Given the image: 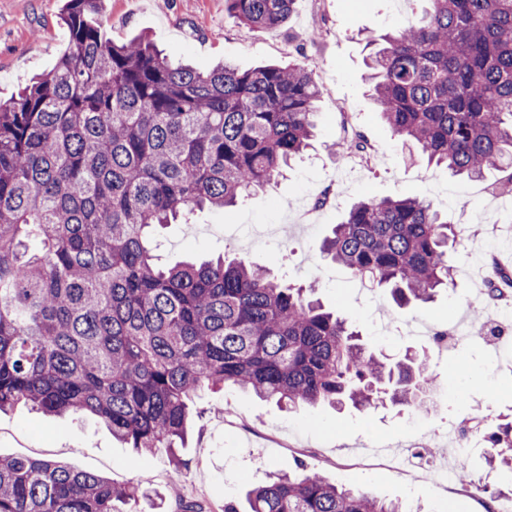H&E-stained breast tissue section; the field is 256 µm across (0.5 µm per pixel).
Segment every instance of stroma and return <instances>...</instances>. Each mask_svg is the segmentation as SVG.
I'll list each match as a JSON object with an SVG mask.
<instances>
[{
	"label": "stroma",
	"instance_id": "1",
	"mask_svg": "<svg viewBox=\"0 0 512 512\" xmlns=\"http://www.w3.org/2000/svg\"><path fill=\"white\" fill-rule=\"evenodd\" d=\"M65 3L0 0L1 100L51 71L68 50ZM425 7L424 0H297L286 26L254 32L226 12L224 0H103L98 20L109 41L144 34L169 57L202 70L220 61L241 71L300 63L324 89L317 138L303 159L238 206L204 211L193 225L159 229L163 263L243 252L284 283L318 279L325 306L357 322L371 347L393 356L409 347L423 351L429 372L449 390H456L461 376L473 377L468 397L434 399L425 412L389 407L341 416L321 405L288 412L231 385L205 389L194 400L179 469L168 449L138 455L125 448L95 416L55 419L21 405L0 413L1 457L59 461L117 484L143 475L153 490L166 494V512H177L183 501L216 512L228 499L246 512L248 487L263 483L269 472L295 471L301 461L337 485L381 498L400 496L423 512H486L482 500L431 488L424 473L359 463L365 449L391 440L436 448L442 462L456 427L489 413L512 414V345L491 350L473 342L445 352L429 347L424 337L398 333L405 320L442 327L471 317L476 305L499 319L502 305L487 299V267L493 258L512 266V205L497 191L498 172L474 181L428 165L417 145L396 138L379 119L369 96L365 34L390 31ZM355 137L363 140L370 162L353 163L330 148ZM395 196L427 199L467 230L455 255L453 286L428 304L396 311L383 289L359 287L320 253L332 224L355 201Z\"/></svg>",
	"mask_w": 512,
	"mask_h": 512
}]
</instances>
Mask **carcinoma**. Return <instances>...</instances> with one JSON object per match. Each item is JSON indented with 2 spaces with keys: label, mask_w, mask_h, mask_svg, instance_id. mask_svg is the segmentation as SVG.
<instances>
[{
  "label": "carcinoma",
  "mask_w": 512,
  "mask_h": 512,
  "mask_svg": "<svg viewBox=\"0 0 512 512\" xmlns=\"http://www.w3.org/2000/svg\"><path fill=\"white\" fill-rule=\"evenodd\" d=\"M367 36L382 119L427 162L512 187V0H426ZM296 0H225L253 30ZM102 0H67L69 48L0 103V411L86 413L138 454L184 442L197 392L226 384L296 409H430L424 358L392 360L243 255L163 267L152 229L274 184L308 147L322 87L290 63L241 72L176 65L145 38L116 44ZM457 225L417 197L367 199L322 253L405 308L452 284ZM490 466L512 468V421L486 420ZM149 480L116 485L58 461L0 457V512H119ZM248 512H413L299 466L248 491Z\"/></svg>",
  "instance_id": "cac0c4a2"
}]
</instances>
